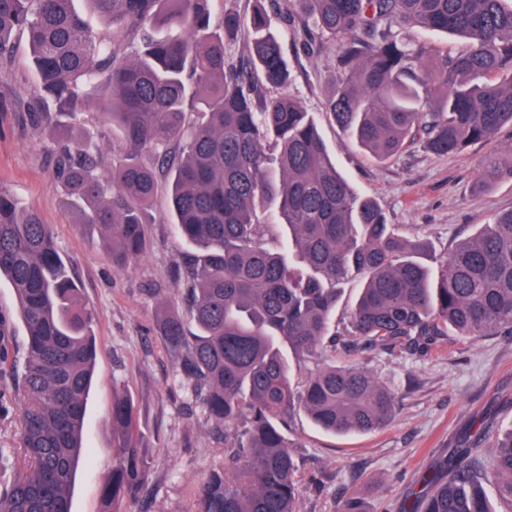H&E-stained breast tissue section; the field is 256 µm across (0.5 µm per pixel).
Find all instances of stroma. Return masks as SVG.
I'll return each instance as SVG.
<instances>
[{
	"instance_id": "1",
	"label": "stroma",
	"mask_w": 512,
	"mask_h": 512,
	"mask_svg": "<svg viewBox=\"0 0 512 512\" xmlns=\"http://www.w3.org/2000/svg\"><path fill=\"white\" fill-rule=\"evenodd\" d=\"M288 0H271L273 25L282 30L290 72L289 93L313 119L339 172L375 200L390 223L410 238L429 242L433 258L500 211L512 209V182L479 187L478 164L486 156L512 163V129L490 145L434 155L419 144L381 162L358 147L325 109L336 86L339 43L303 50L284 32ZM37 79L25 38L15 40L11 65L0 74V186L52 226L57 247L94 315L97 359L87 400L86 451L72 486V512H106L112 478V395L132 399L143 448L150 461L146 501L127 500L122 512H196V493L208 474L224 466V445L209 433L206 411L185 377L179 356L158 332L161 312L188 319L173 294L172 272L192 248L180 239L158 191L146 227L147 251L121 271L102 245L97 225L81 224L71 198L53 179V155L31 127ZM359 363L396 386L397 414L384 429L335 435L296 414L291 436L299 443L301 512H340L356 495L361 512H401L402 502L432 460L450 447L468 420L490 413L495 431L512 429V337L440 339L423 356L372 352Z\"/></svg>"
}]
</instances>
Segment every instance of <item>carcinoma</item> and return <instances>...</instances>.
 I'll return each instance as SVG.
<instances>
[{
	"label": "carcinoma",
	"instance_id": "cac0c4a2",
	"mask_svg": "<svg viewBox=\"0 0 512 512\" xmlns=\"http://www.w3.org/2000/svg\"><path fill=\"white\" fill-rule=\"evenodd\" d=\"M0 0V71L14 36L26 38L40 89L33 121L52 145L53 176L96 224L124 270L146 253L145 225L168 170L169 215L195 247L174 291L195 329L164 314L167 348L224 440L222 470L197 495V512H300V479L287 437L302 412L334 434L370 433L396 413L393 387L366 367L328 363L338 348L411 355L454 332L512 335V210L460 240L432 272L428 243L401 236L378 203L332 163L313 120L282 91L289 71L272 16L216 13L217 0ZM283 16L306 51L324 35L340 47L326 111L361 148L385 161L419 140L434 154L493 142L512 128V0H296ZM406 31L465 39L457 52L413 43ZM252 39L233 60L225 46ZM269 88L280 90L274 96ZM98 130L75 136L88 109ZM125 149L104 170V144ZM512 179L489 155L480 180ZM276 208L288 243L270 248ZM349 278L362 284L347 318L332 322ZM13 289L25 336L0 310V421L18 423L0 452V512H72L70 489L96 359L93 315L50 225L0 188V281ZM296 363L323 359L301 381ZM117 444L105 498L144 493L149 461L135 438L134 406L112 397ZM407 497L403 512H493L490 476L512 512V430L491 447L473 421Z\"/></svg>",
	"mask_w": 512,
	"mask_h": 512
}]
</instances>
